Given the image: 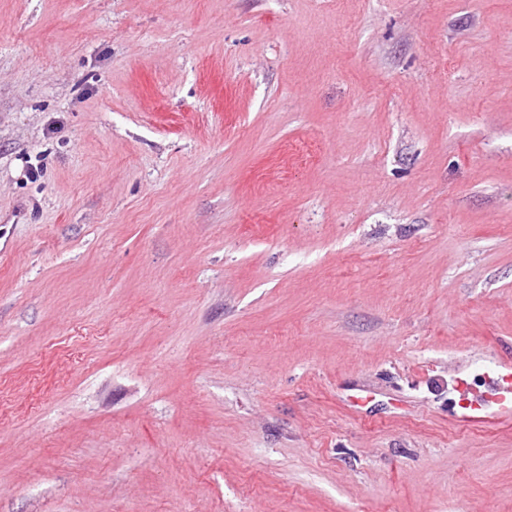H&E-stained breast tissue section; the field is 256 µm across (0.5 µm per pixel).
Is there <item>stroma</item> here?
I'll return each instance as SVG.
<instances>
[{"mask_svg":"<svg viewBox=\"0 0 512 512\" xmlns=\"http://www.w3.org/2000/svg\"><path fill=\"white\" fill-rule=\"evenodd\" d=\"M507 374L512 0H0V512H512Z\"/></svg>","mask_w":512,"mask_h":512,"instance_id":"stroma-1","label":"stroma"}]
</instances>
